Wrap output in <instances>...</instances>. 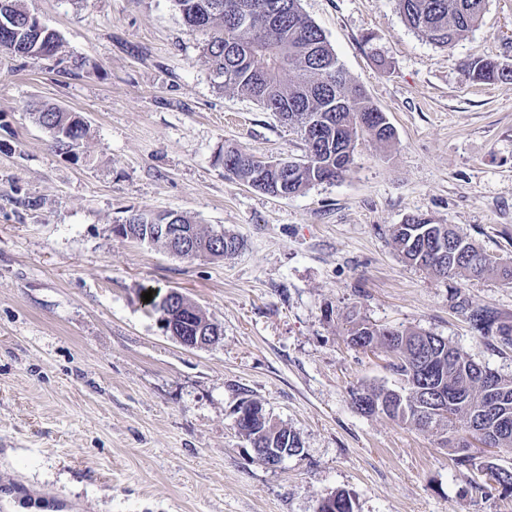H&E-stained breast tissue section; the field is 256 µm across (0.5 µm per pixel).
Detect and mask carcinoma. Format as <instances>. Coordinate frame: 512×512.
<instances>
[{
  "label": "carcinoma",
  "mask_w": 512,
  "mask_h": 512,
  "mask_svg": "<svg viewBox=\"0 0 512 512\" xmlns=\"http://www.w3.org/2000/svg\"><path fill=\"white\" fill-rule=\"evenodd\" d=\"M185 25L208 35L202 58L214 84L229 88L277 113L299 134L311 166L296 174L285 190L296 195L326 180H338L349 171L352 156L337 154L339 144H360L368 135L387 143L393 138L391 124L364 91L353 85L339 64L323 32L300 9V0H266L275 21L262 16L236 22L226 15L231 0H173ZM408 25L430 42L448 47L478 25L486 0H397ZM29 11L19 0H0V52L49 60L58 56L60 39L56 32L34 37L26 26ZM472 78L482 83L512 81V67L475 59L468 64ZM36 123L50 138L59 154L81 146L87 134L83 119L57 106H43L34 112ZM266 161L240 149L224 151V170L252 188L274 191L275 180ZM153 211H139L126 218L130 231L125 237L145 241L137 226L147 224ZM434 225L419 221L396 224L391 235L401 255L411 265L439 276L481 278L498 274L512 281V264L475 263L470 256H439L429 241ZM472 329L484 338L499 336L512 344V327L499 323L487 309L470 311ZM348 343L356 349L369 345L383 348L393 356L390 370L400 386L361 387L352 400L364 414H383L417 429L438 430L444 426L456 432H471L472 440L490 448L512 450V378L497 376L496 387L487 388L482 367L448 340L411 329L373 327L365 319L350 318ZM441 391L445 401L432 404L427 393ZM250 443L258 448L296 451L300 439L282 425L254 419L246 427ZM460 466L473 464L471 440H445Z\"/></svg>",
  "instance_id": "cac0c4a2"
}]
</instances>
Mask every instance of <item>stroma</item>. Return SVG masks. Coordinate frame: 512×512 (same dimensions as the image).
Returning <instances> with one entry per match:
<instances>
[{"instance_id":"obj_1","label":"stroma","mask_w":512,"mask_h":512,"mask_svg":"<svg viewBox=\"0 0 512 512\" xmlns=\"http://www.w3.org/2000/svg\"><path fill=\"white\" fill-rule=\"evenodd\" d=\"M55 30L62 64L0 54V512H316L349 492L354 512H512L475 491L474 447L456 464L431 432L360 413L351 391L395 386L390 354L346 342L347 318L448 339L512 377V346L479 336L470 309L512 326V283L446 279L404 261L393 225H451L512 261V81H472L467 62L512 66V0H487L451 47L410 28L396 0H300L350 81L395 130L363 141L349 172L279 198L224 170L226 148L297 159L294 130L219 90L172 0H22ZM84 66L69 73L65 60ZM88 124L84 156L55 152L32 111ZM136 210L178 211L237 237L192 260L116 234ZM178 290L221 328L190 349L145 292ZM261 403L302 448L258 461L236 427Z\"/></svg>"}]
</instances>
